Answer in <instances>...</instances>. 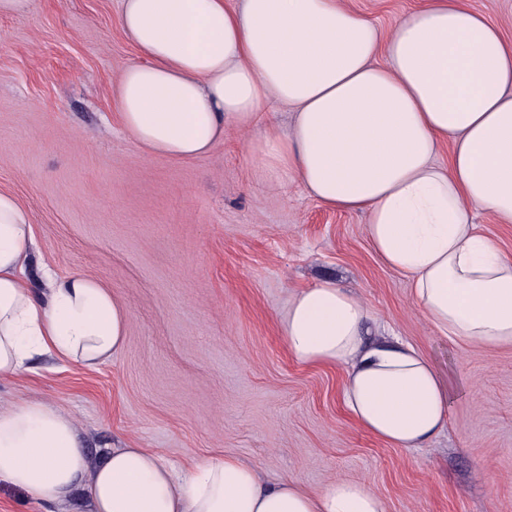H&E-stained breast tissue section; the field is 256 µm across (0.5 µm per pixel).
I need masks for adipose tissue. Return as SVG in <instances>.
<instances>
[{
	"instance_id": "adipose-tissue-1",
	"label": "adipose tissue",
	"mask_w": 512,
	"mask_h": 512,
	"mask_svg": "<svg viewBox=\"0 0 512 512\" xmlns=\"http://www.w3.org/2000/svg\"><path fill=\"white\" fill-rule=\"evenodd\" d=\"M120 26L145 58L114 89L142 154L198 158L229 132L256 131L248 150L263 176L366 214L373 251L410 281L431 326L512 346V257L474 222L490 212L512 223V42L500 27L464 0H427L387 32L344 0H122ZM272 101L292 108L288 126L269 117ZM32 245L28 212L0 192V379L44 355L110 362L128 310L81 274L49 278L35 297L23 275ZM371 319L359 297L324 280L293 292L278 323L297 361L344 368L359 428L424 447L448 426L450 391L417 348L371 338ZM1 482L46 505L81 496L85 512H387L366 483H268L232 455L181 474L147 448L93 462L74 417L46 401L0 407Z\"/></svg>"
}]
</instances>
